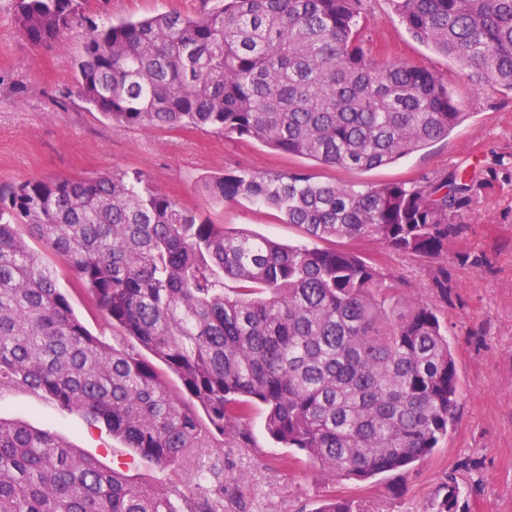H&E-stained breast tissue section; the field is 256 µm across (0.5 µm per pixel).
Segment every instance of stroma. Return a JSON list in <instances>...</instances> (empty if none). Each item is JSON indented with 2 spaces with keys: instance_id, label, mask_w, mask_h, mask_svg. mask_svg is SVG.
<instances>
[{
  "instance_id": "35a3bbf8",
  "label": "stroma",
  "mask_w": 512,
  "mask_h": 512,
  "mask_svg": "<svg viewBox=\"0 0 512 512\" xmlns=\"http://www.w3.org/2000/svg\"><path fill=\"white\" fill-rule=\"evenodd\" d=\"M364 31L373 53L418 65L448 78L463 116L447 137L398 161L368 171L329 167L299 156L275 153L235 135L201 129L143 130L113 124L80 102L60 104L70 89L83 44L82 28L59 43L34 50L17 33L9 0H0V185L44 177L88 176L101 172L142 174L150 186L201 213L227 231L299 245L306 238L275 210L249 202L218 205L201 195L207 175L245 167L257 173L302 170L317 180L347 185L404 183L436 177L455 168L491 167L512 178V92L474 85L460 65L415 40L391 16L389 0H365ZM215 0H88L100 19L137 20L158 13L197 16ZM337 248L375 261L396 279L399 294L435 308L448 327L459 380L456 421L437 448L408 472H387L365 482L329 481L305 453L284 447L264 429L255 410L248 424L252 445L203 449V463L220 462L223 485L189 482L183 463L149 467L104 429L79 413L24 391H0V420L21 421L55 433L96 458L121 469L130 482L150 479L161 489L177 487L192 501L223 496L224 512H312L325 495L359 504L363 512H432L442 486L455 480L462 512H512V187L492 191L470 213L463 233L446 255L428 259L387 248L373 237L340 240ZM448 272V293L440 295L433 276ZM68 291L75 314L107 343L124 340L112 331L93 299Z\"/></svg>"
}]
</instances>
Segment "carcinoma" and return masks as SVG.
I'll use <instances>...</instances> for the list:
<instances>
[{
    "mask_svg": "<svg viewBox=\"0 0 512 512\" xmlns=\"http://www.w3.org/2000/svg\"><path fill=\"white\" fill-rule=\"evenodd\" d=\"M87 0H11L34 48L78 25L76 97L121 126L209 128L323 165L367 171L445 137L462 115L448 81L376 59L363 0H218L208 13L100 22ZM417 40L512 91V0H389ZM492 170H450L357 190L300 172L227 169L202 180L216 204L272 208L315 241L373 236L448 253ZM42 241L135 348L92 334L31 250ZM349 250L229 233L140 174L28 179L0 189V391L19 389L102 424L150 466L269 435L330 479L409 471L454 424L448 331L423 302ZM208 424H203L198 410ZM435 512H456L449 479ZM0 512H224L133 484L45 430L0 421ZM312 512H361L326 496Z\"/></svg>",
    "mask_w": 512,
    "mask_h": 512,
    "instance_id": "carcinoma-1",
    "label": "carcinoma"
}]
</instances>
